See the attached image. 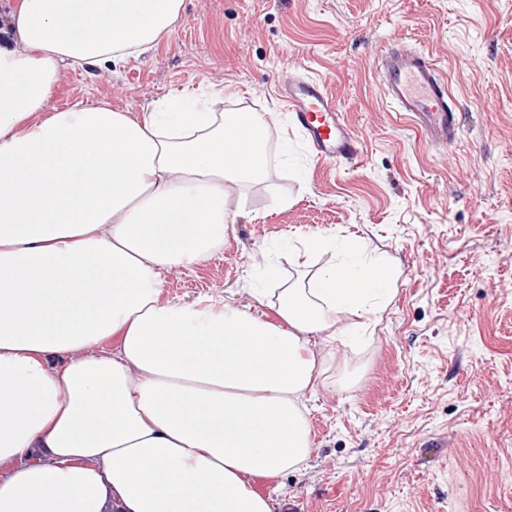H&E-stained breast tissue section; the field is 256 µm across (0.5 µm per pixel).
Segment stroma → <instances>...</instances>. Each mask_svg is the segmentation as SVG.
Listing matches in <instances>:
<instances>
[{"instance_id": "35a3bbf8", "label": "stroma", "mask_w": 512, "mask_h": 512, "mask_svg": "<svg viewBox=\"0 0 512 512\" xmlns=\"http://www.w3.org/2000/svg\"><path fill=\"white\" fill-rule=\"evenodd\" d=\"M432 53L461 135L431 146L382 94L378 54ZM326 81L364 155H314L277 85L288 69ZM191 86L217 112L275 113L260 182L237 187L224 246L167 273L163 298L240 308L265 265L296 275V238L341 258L380 256L397 292L373 336L336 347L348 388L312 396L307 469L255 489L279 512H512V0H185L175 29L109 68L70 71L56 105L105 99L138 115Z\"/></svg>"}]
</instances>
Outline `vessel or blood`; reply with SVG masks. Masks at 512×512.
<instances>
[{"label": "vessel or blood", "mask_w": 512, "mask_h": 512, "mask_svg": "<svg viewBox=\"0 0 512 512\" xmlns=\"http://www.w3.org/2000/svg\"><path fill=\"white\" fill-rule=\"evenodd\" d=\"M379 71L384 96L395 111L415 119L431 143L445 146L457 140L459 116L448 81L431 54L394 46L381 54ZM279 94L319 159L360 165L358 140L325 81L292 71L282 76Z\"/></svg>", "instance_id": "1"}]
</instances>
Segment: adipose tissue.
<instances>
[{
    "mask_svg": "<svg viewBox=\"0 0 512 512\" xmlns=\"http://www.w3.org/2000/svg\"><path fill=\"white\" fill-rule=\"evenodd\" d=\"M183 11L11 0L0 15V512H275L253 480L306 467L318 361L374 332L397 291L382 261L315 267L314 236L304 275L266 265L274 290L252 297L273 317L163 300L167 271L223 246L229 188L265 178L274 115L193 92L140 117L54 97L70 70L156 46Z\"/></svg>",
    "mask_w": 512,
    "mask_h": 512,
    "instance_id": "obj_1",
    "label": "adipose tissue"
}]
</instances>
